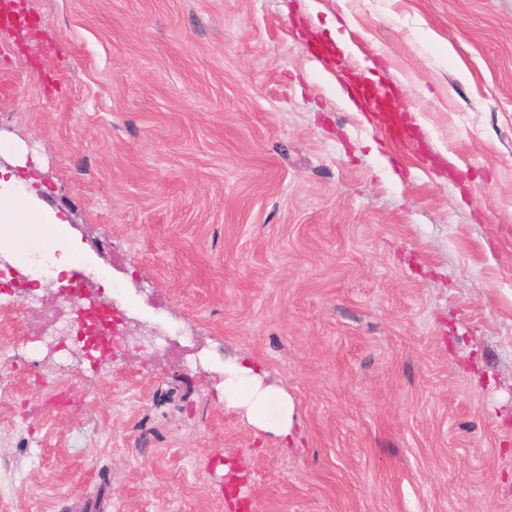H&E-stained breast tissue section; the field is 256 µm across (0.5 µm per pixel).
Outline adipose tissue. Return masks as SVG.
<instances>
[{
  "label": "adipose tissue",
  "mask_w": 512,
  "mask_h": 512,
  "mask_svg": "<svg viewBox=\"0 0 512 512\" xmlns=\"http://www.w3.org/2000/svg\"><path fill=\"white\" fill-rule=\"evenodd\" d=\"M54 221L53 214L34 205L20 180L0 179V244L27 249L38 226ZM224 401L227 407L243 410L248 422L261 431L285 437L293 427L292 400L285 392L266 385L251 362L225 363Z\"/></svg>",
  "instance_id": "obj_1"
}]
</instances>
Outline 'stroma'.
<instances>
[{
    "label": "stroma",
    "mask_w": 512,
    "mask_h": 512,
    "mask_svg": "<svg viewBox=\"0 0 512 512\" xmlns=\"http://www.w3.org/2000/svg\"><path fill=\"white\" fill-rule=\"evenodd\" d=\"M24 7L0 163L131 319L92 363L50 345L67 273L0 305V512H512V0H347L342 68L336 0ZM389 69L386 116L339 96ZM235 356L289 438L226 407Z\"/></svg>",
    "instance_id": "1"
}]
</instances>
